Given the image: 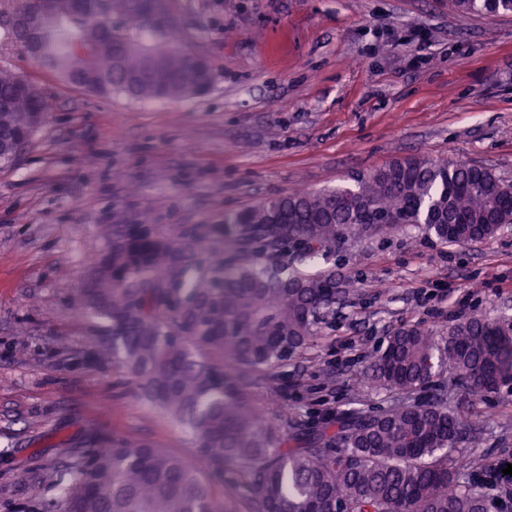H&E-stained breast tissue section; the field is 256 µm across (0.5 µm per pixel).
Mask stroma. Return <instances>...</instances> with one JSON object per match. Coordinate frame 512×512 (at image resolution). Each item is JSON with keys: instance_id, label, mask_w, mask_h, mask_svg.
Listing matches in <instances>:
<instances>
[{"instance_id": "1", "label": "stroma", "mask_w": 512, "mask_h": 512, "mask_svg": "<svg viewBox=\"0 0 512 512\" xmlns=\"http://www.w3.org/2000/svg\"><path fill=\"white\" fill-rule=\"evenodd\" d=\"M154 35L207 61V94L100 97L0 52L50 105L22 157L0 166V512H39L59 491L36 474L104 433L200 462L181 426L97 354L107 322L83 308L80 289L104 248L99 225L148 213L160 235L203 232L267 198L346 186L415 155L512 183V13L463 14L448 0H169ZM303 267L359 291L324 339L241 377L271 416L287 409L291 428L355 397L389 407L393 392L355 380L399 327L444 336L459 315L512 319V224L463 246L414 225ZM481 410L487 424L464 456L512 462V392Z\"/></svg>"}]
</instances>
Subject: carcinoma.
<instances>
[{
    "mask_svg": "<svg viewBox=\"0 0 512 512\" xmlns=\"http://www.w3.org/2000/svg\"><path fill=\"white\" fill-rule=\"evenodd\" d=\"M35 14L41 43L35 63L67 82L88 66L96 94L138 100L181 99L192 77L184 53L158 40L148 6L162 0H110L109 11L76 16L69 0ZM463 13H512V0H452ZM133 22L134 36L112 25ZM89 47L76 52L75 35ZM20 74L0 65V137L16 142L31 103L16 94ZM356 186L295 192L277 199L288 222L273 224L264 202L224 218L238 263L201 253L193 229L161 237L149 221L101 224L105 242L82 289L85 306L109 322L100 357L112 353L135 393L185 427L206 468L144 443L113 438L76 458L78 480L64 485L56 467L41 480L61 487L44 512H225L213 481L224 469L249 471V512H491L512 503V488L492 462L462 458L467 433L483 423L481 402L512 385V321L458 320L440 339L418 326L397 329L371 355L360 383L400 395L382 411L354 407L320 426L292 432L264 421L236 378L271 371L303 353L334 305L353 292L327 272L292 269L279 277L275 251L306 257L350 239L422 224L437 239L464 245L512 224V184L480 165L416 156L369 170ZM449 365L451 384L437 381ZM467 410L451 409L452 395Z\"/></svg>",
    "mask_w": 512,
    "mask_h": 512,
    "instance_id": "1",
    "label": "carcinoma"
}]
</instances>
